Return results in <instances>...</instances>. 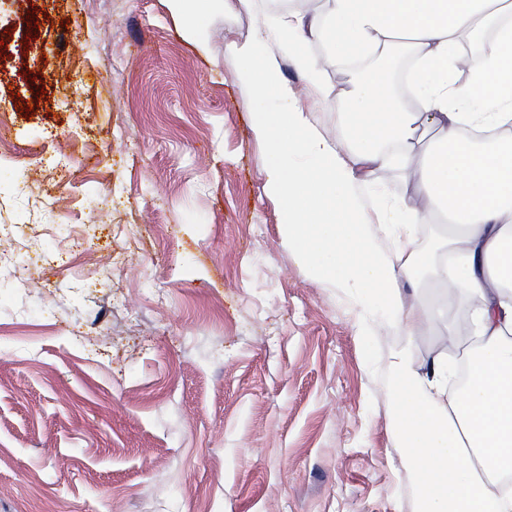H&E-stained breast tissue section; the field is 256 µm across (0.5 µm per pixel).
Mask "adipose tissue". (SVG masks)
<instances>
[{
	"mask_svg": "<svg viewBox=\"0 0 512 512\" xmlns=\"http://www.w3.org/2000/svg\"><path fill=\"white\" fill-rule=\"evenodd\" d=\"M186 32L207 49L206 19L224 0H169ZM326 16L266 14L259 0H235L256 20L253 35L231 50L257 100L288 102L294 90L279 76L288 52L314 85L321 67L305 45L316 38L342 62L363 48L407 45L423 109L402 106L381 71L358 76L347 94L344 161L301 112H262L254 137L269 147L266 191L282 206L284 237L324 281L342 288L369 321L405 325L417 335L428 305L406 297L400 277L422 264L415 225L431 212L447 216L450 258L436 269L455 296L473 300L467 317L475 343L461 353L464 386L449 388L455 359L439 354L421 371L407 351L392 355L395 415L417 485L419 512H512V154L475 149L468 130L494 131L512 142V0H330ZM489 40L470 62V79L453 74L469 38ZM437 128L433 152L417 157L422 127ZM410 170L425 206L381 212L395 239L378 249L353 196L356 182L378 168Z\"/></svg>",
	"mask_w": 512,
	"mask_h": 512,
	"instance_id": "ef3b65f1",
	"label": "adipose tissue"
}]
</instances>
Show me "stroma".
I'll return each instance as SVG.
<instances>
[{
    "label": "stroma",
    "instance_id": "35a3bbf8",
    "mask_svg": "<svg viewBox=\"0 0 512 512\" xmlns=\"http://www.w3.org/2000/svg\"><path fill=\"white\" fill-rule=\"evenodd\" d=\"M168 0H0V512H416L395 438L391 354L458 352L450 302L411 336L363 333L345 293L289 248L252 115L289 107L337 147L373 56H291L288 104L257 103L229 46L254 19ZM355 192L412 204L402 169ZM85 250L68 264L73 233ZM224 0H169L172 11L187 19V35L201 51L208 47L206 19L211 11L224 10Z\"/></svg>",
    "mask_w": 512,
    "mask_h": 512
}]
</instances>
